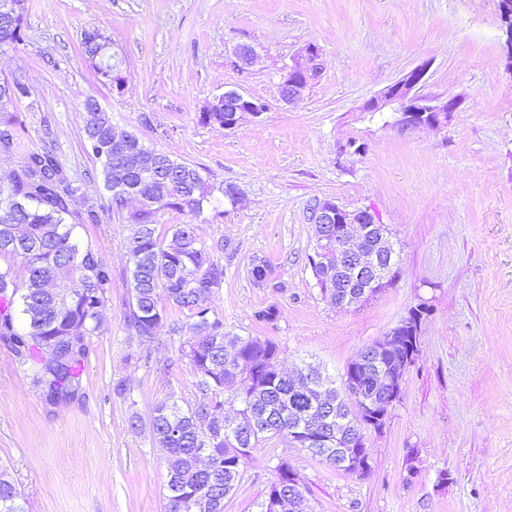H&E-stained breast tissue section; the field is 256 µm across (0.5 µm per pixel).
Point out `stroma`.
Listing matches in <instances>:
<instances>
[{
	"mask_svg": "<svg viewBox=\"0 0 512 512\" xmlns=\"http://www.w3.org/2000/svg\"><path fill=\"white\" fill-rule=\"evenodd\" d=\"M19 41L0 48V80L29 94L0 110L13 147L0 182L25 157L53 151L83 193V243L112 272L102 326L90 340L80 400L53 405L0 340V464L28 512H165L167 469L148 423L168 396L194 400L181 336H130L133 226L110 206L84 151L85 104L120 131L234 185L236 205L200 216L172 210L159 232L194 224L224 266L210 300L227 336L277 343L283 368L329 375L385 336L417 304L421 347L382 431H367L371 472L357 477L270 437L253 448L224 512H257L288 460L313 512H512V72L497 0H25ZM111 41L123 88L84 54L85 32ZM258 58L238 68L234 52ZM309 45L322 71L303 101L280 99L281 68ZM417 95L457 103L431 129L400 124L396 106L366 104L419 65ZM263 101L231 130L202 122L217 95ZM329 199L369 210L392 232L399 274L374 297L338 308L322 296L309 258L311 207ZM271 269L253 285L254 259ZM275 308L261 322L258 310ZM124 393L115 387L124 378ZM142 425L131 429L130 417Z\"/></svg>",
	"mask_w": 512,
	"mask_h": 512,
	"instance_id": "1",
	"label": "stroma"
}]
</instances>
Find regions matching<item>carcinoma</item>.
Segmentation results:
<instances>
[{
  "mask_svg": "<svg viewBox=\"0 0 512 512\" xmlns=\"http://www.w3.org/2000/svg\"><path fill=\"white\" fill-rule=\"evenodd\" d=\"M15 16L0 22V47L19 38L23 0H12ZM87 32L83 52L99 54L97 73L112 75L113 63L102 45ZM24 84L0 85V105L24 97ZM85 149L99 164L96 176L111 194L112 205L125 201L114 191L112 154L136 158L146 147L133 134L112 139V120L105 112L85 113ZM161 165L135 173L151 198L150 208L128 216L134 225L130 242L131 302L127 315L130 334L143 341L158 339L168 325L171 333L187 336L180 344L191 366L196 391L203 399L185 402L166 399L150 419L156 447L167 464L166 512H198L197 502L208 499L209 512H224V499L243 475L245 461L260 440L274 436L294 444L290 423L318 405L317 397H302L292 376L279 367L275 343L257 337L237 338L233 350L224 345V323L211 317L208 306L214 290L224 282V266L209 252L193 224H173L170 240L157 233L162 209L200 215L214 211L224 200L234 201L224 184L212 183L200 167L160 152ZM81 192L50 151L28 154L22 174L0 186V258L20 261L26 277L19 281L12 268L0 269V338L11 344L20 363L51 404L70 403L81 396V368L88 358L90 336L100 328V308L111 286V272L101 256L76 236L72 202ZM253 283L267 282L270 270L262 260L252 262ZM188 310L192 322L171 316ZM357 385L365 393L377 386L376 372L356 369ZM237 404L235 418L242 430L231 438L224 414V394ZM208 456L207 467L198 457ZM275 479L259 503L260 512H278L280 499L302 493L297 473L286 461L275 467ZM0 512H26L25 500L7 468L0 466Z\"/></svg>",
  "mask_w": 512,
  "mask_h": 512,
  "instance_id": "cac0c4a2",
  "label": "carcinoma"
}]
</instances>
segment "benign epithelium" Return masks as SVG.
<instances>
[{
	"instance_id": "benign-epithelium-1",
	"label": "benign epithelium",
	"mask_w": 512,
	"mask_h": 512,
	"mask_svg": "<svg viewBox=\"0 0 512 512\" xmlns=\"http://www.w3.org/2000/svg\"><path fill=\"white\" fill-rule=\"evenodd\" d=\"M318 50L309 46L286 67L279 83L280 95L288 105L301 102L310 81L316 75ZM427 65L422 64L399 81L387 86L380 95L365 106L367 112H379L391 103L400 105V123L405 126L438 127L448 120V113L456 108L453 100L429 99L413 93L424 79ZM224 108V128H235L243 115L254 117L264 109L254 104V99L236 89H228L214 97L205 111L215 107ZM312 223L317 225L315 232L317 260L327 256L336 262V272L353 270L363 281L362 286L353 291L345 279L336 277V302L346 307L372 296V290L386 282L391 274V266L385 264L386 257L392 256L390 233L383 224L375 222L367 211L348 212L331 200L319 203ZM422 309H414L386 336L362 347L354 363L366 364L380 370L382 385L376 391L363 395L355 381L343 384L346 398L352 401L351 409L358 411L359 418H344L342 427L336 428V464L352 467V474L365 477L370 471V462L365 448L363 430L370 427L383 428L388 412L398 400L404 375L409 367L397 357L401 337L415 341L421 335ZM303 388L313 387L321 391L324 406L319 410L321 420H326L334 412L332 395L325 388V377L314 368L301 373Z\"/></svg>"
}]
</instances>
